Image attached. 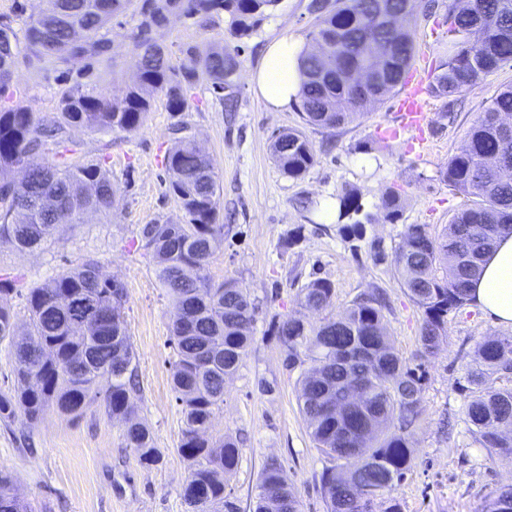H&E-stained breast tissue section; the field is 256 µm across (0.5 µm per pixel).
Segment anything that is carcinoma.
<instances>
[{
	"mask_svg": "<svg viewBox=\"0 0 512 512\" xmlns=\"http://www.w3.org/2000/svg\"><path fill=\"white\" fill-rule=\"evenodd\" d=\"M48 7L18 33L0 19V98L10 92L14 71L36 59L70 62L108 52L102 34L133 0H47ZM279 0H140L134 33L139 50V84L119 96H104L80 85L62 94L56 115L46 118L22 106L0 109V243L33 251L51 242L64 224H79L88 213L108 218L118 202L112 172L101 162L81 160L69 131L136 133L146 123L152 94L167 98L169 111L186 109L184 88L194 71L170 66L156 34L168 17L181 13L206 20L223 9L235 34L247 36ZM422 0H310L313 18L309 51L301 59L300 112L303 123L337 128L356 113L349 104L355 85L343 78L350 61L369 63L372 41L387 44L381 87L367 104L384 102L403 84L416 54L409 21ZM439 61L427 93L453 102L487 74L512 63V0H450L442 18ZM214 89L230 87L234 58L224 48L201 58ZM512 115V86L499 91L469 128L464 144L448 157L441 176L448 186L473 198L456 211L440 235L423 224H406L392 264L398 285L421 313L418 350L403 359L391 344L384 320L385 298L362 293L339 315L318 324L282 315L272 329L288 370H300L299 408L309 435L326 460L321 484L327 512H401L394 493L411 470L409 428L420 417L425 364L448 331V315L470 301L469 287L496 240L512 233V182L500 168L512 166V139L501 133ZM178 145L167 155L169 192L182 221L142 225L133 245L151 257L156 278L171 300L169 345L172 389L182 408L179 453L190 462L183 487L189 512H239L225 494L226 477L240 459L235 440L207 437L215 412L224 404V381L237 372L254 342L256 304L233 277L214 282L206 268L224 225L219 223L220 188L209 156L187 123L172 126ZM272 157L282 172L298 179L315 164V150L303 130L274 137ZM52 155V160L39 157ZM23 171L21 179L14 177ZM384 219L402 216L403 198L390 189L381 198ZM360 205L354 190L337 205L342 230L362 237L353 220ZM331 281L316 278L297 296L299 307L322 312L333 302ZM26 333L15 337V313L0 303V343L14 357L12 387L0 391V423L17 413L34 423L49 408L78 415L103 399L108 413L124 425L127 447L145 464L160 457L149 430L132 416L130 392L136 388L133 342L125 318L124 285L88 259L47 282L27 289ZM102 324L85 329L86 313ZM512 377V334L484 338L464 373L465 414L477 441L489 455L512 460V387L495 388ZM366 384L360 405L349 413L334 410L352 382ZM106 383V390L99 389ZM0 512H31L16 495L10 475L0 472ZM255 512H299V501L282 465L267 461L258 479ZM481 512H512V486L493 492Z\"/></svg>",
	"mask_w": 512,
	"mask_h": 512,
	"instance_id": "cac0c4a2",
	"label": "carcinoma"
}]
</instances>
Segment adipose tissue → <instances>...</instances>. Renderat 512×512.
<instances>
[{"instance_id": "ef3b65f1", "label": "adipose tissue", "mask_w": 512, "mask_h": 512, "mask_svg": "<svg viewBox=\"0 0 512 512\" xmlns=\"http://www.w3.org/2000/svg\"><path fill=\"white\" fill-rule=\"evenodd\" d=\"M304 48L302 41L283 36L266 49L251 81L268 108L284 110L298 100L302 89L300 56ZM470 299L498 324L512 326V235L498 242L482 274L472 284Z\"/></svg>"}]
</instances>
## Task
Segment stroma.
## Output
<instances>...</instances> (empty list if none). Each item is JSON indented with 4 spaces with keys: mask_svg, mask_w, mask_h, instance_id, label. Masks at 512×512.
Listing matches in <instances>:
<instances>
[{
    "mask_svg": "<svg viewBox=\"0 0 512 512\" xmlns=\"http://www.w3.org/2000/svg\"><path fill=\"white\" fill-rule=\"evenodd\" d=\"M308 2L280 0L241 39L224 12L203 24L173 15L162 31L176 68L190 66L192 47L201 51L219 45L236 61L233 101L220 99L208 77L199 75L187 88L182 119L212 158L219 177L224 239L207 274L216 282L237 279L257 305L254 343L227 380L224 404L209 428L214 438L232 436L241 450L239 466L226 484L240 512H252L260 470L271 459L282 464L300 512H326L321 487L325 460L300 412L298 375L284 366L272 330L274 316L302 313L297 294L317 277L332 282L336 314L359 293L380 288L389 300L387 333L399 354L412 358L420 313L396 281L394 249L404 225L425 224L439 234L452 214L469 204V197L441 181L440 171L484 107L501 88L512 85L511 64L462 93L448 119L443 101L430 99L428 143L422 151L411 148L410 134L383 137L385 128L399 124L393 97L334 129L304 126L297 107L268 109L250 76L273 38L306 39L312 25ZM137 23L136 13L129 11L108 25L110 58L97 64L91 77L99 92L119 95L136 84ZM83 67L80 61L19 67L12 77L17 105L52 115ZM172 123L166 99L157 93L137 133L71 129L83 158L105 160L111 168L121 192L117 209L107 221L91 214L83 223L63 225L51 243L33 252L0 244V273L22 276L31 286L89 258L124 284L140 385L130 402L161 452L157 463L142 464L127 448L121 422L100 401L77 416L47 410L33 425L16 416L10 426L0 425V471L12 476L17 496L42 512H187L182 489L189 464L178 451L184 423L170 383L169 301L151 259L132 245L139 226L179 215L166 191L165 158L176 145ZM289 127L303 128L316 153L315 164L299 179L288 178L271 155L275 134ZM390 187L406 199L396 224L385 221L380 209ZM348 188L357 190L363 213L373 218L363 239L353 242L344 238L337 223L320 217L322 205L336 201ZM375 241L383 258L371 250ZM305 316L313 323L320 319L316 313ZM505 331L471 305L449 314L448 337L427 366L421 415L411 438L413 467L396 491L402 512H479L489 494L512 484V462L487 454L477 443L461 392L462 366L476 343Z\"/></svg>",
    "mask_w": 512,
    "mask_h": 512,
    "instance_id": "35a3bbf8",
    "label": "stroma"
}]
</instances>
